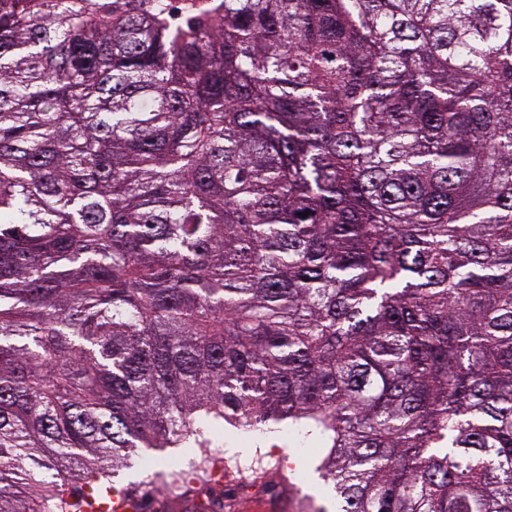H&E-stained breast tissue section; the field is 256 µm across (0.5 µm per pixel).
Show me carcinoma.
Returning a JSON list of instances; mask_svg holds the SVG:
<instances>
[{
  "label": "carcinoma",
  "instance_id": "cac0c4a2",
  "mask_svg": "<svg viewBox=\"0 0 512 512\" xmlns=\"http://www.w3.org/2000/svg\"><path fill=\"white\" fill-rule=\"evenodd\" d=\"M226 430L512 512V0H0V512Z\"/></svg>",
  "mask_w": 512,
  "mask_h": 512
}]
</instances>
